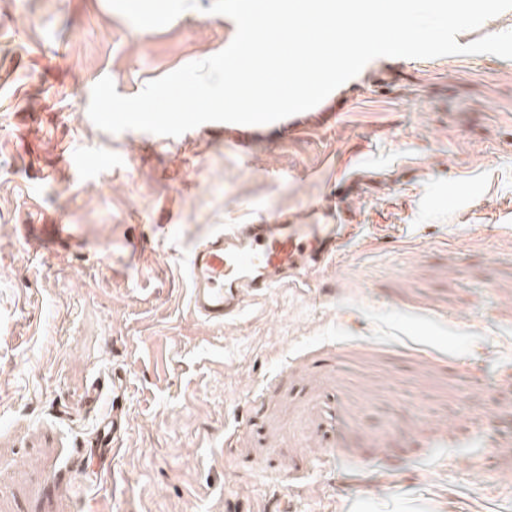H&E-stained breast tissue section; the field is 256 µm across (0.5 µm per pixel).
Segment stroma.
Here are the masks:
<instances>
[{
    "label": "stroma",
    "instance_id": "1",
    "mask_svg": "<svg viewBox=\"0 0 512 512\" xmlns=\"http://www.w3.org/2000/svg\"><path fill=\"white\" fill-rule=\"evenodd\" d=\"M0 0V512H512V60L378 57L334 119L108 133L225 49L212 0ZM351 225L308 287L188 308L227 224ZM121 376L119 454L87 443Z\"/></svg>",
    "mask_w": 512,
    "mask_h": 512
}]
</instances>
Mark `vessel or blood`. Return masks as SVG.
<instances>
[{
    "label": "vessel or blood",
    "instance_id": "obj_1",
    "mask_svg": "<svg viewBox=\"0 0 512 512\" xmlns=\"http://www.w3.org/2000/svg\"><path fill=\"white\" fill-rule=\"evenodd\" d=\"M346 224H234L195 246L188 265L191 311L223 324L241 309L245 295H265L271 288L298 283L306 272L337 261L349 234ZM112 390V409L102 419L95 445L117 452L127 430L120 381H94L90 400Z\"/></svg>",
    "mask_w": 512,
    "mask_h": 512
}]
</instances>
